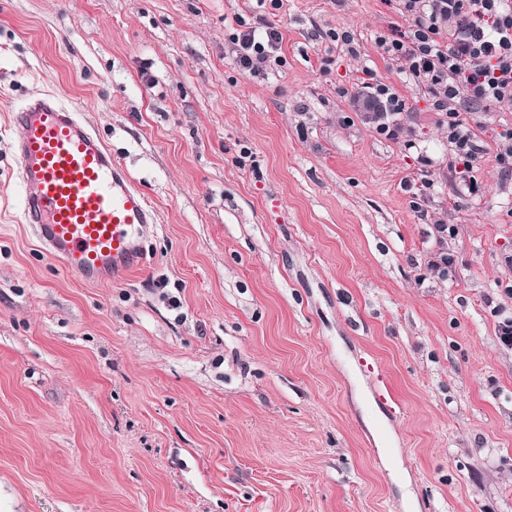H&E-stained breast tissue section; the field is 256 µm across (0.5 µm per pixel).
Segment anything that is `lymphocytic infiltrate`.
Returning a JSON list of instances; mask_svg holds the SVG:
<instances>
[{
	"instance_id": "obj_1",
	"label": "lymphocytic infiltrate",
	"mask_w": 512,
	"mask_h": 512,
	"mask_svg": "<svg viewBox=\"0 0 512 512\" xmlns=\"http://www.w3.org/2000/svg\"><path fill=\"white\" fill-rule=\"evenodd\" d=\"M400 24L376 39L390 61L403 65L424 90L431 111L448 128V168L458 189L474 190L484 153L478 112H512V0H393ZM283 34L259 19L230 37L229 51L243 70L282 62ZM364 107L376 131L398 138L392 117L406 108L396 90L379 82Z\"/></svg>"
}]
</instances>
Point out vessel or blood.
<instances>
[{
    "label": "vessel or blood",
    "mask_w": 512,
    "mask_h": 512,
    "mask_svg": "<svg viewBox=\"0 0 512 512\" xmlns=\"http://www.w3.org/2000/svg\"><path fill=\"white\" fill-rule=\"evenodd\" d=\"M13 122L22 217L46 254L91 284L141 267L157 212L80 111L41 91L27 95Z\"/></svg>",
    "instance_id": "b4317fda"
}]
</instances>
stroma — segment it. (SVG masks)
Returning <instances> with one entry per match:
<instances>
[{
	"label": "stroma",
	"instance_id": "obj_1",
	"mask_svg": "<svg viewBox=\"0 0 512 512\" xmlns=\"http://www.w3.org/2000/svg\"><path fill=\"white\" fill-rule=\"evenodd\" d=\"M282 2L0 0V512H512V116L481 113L460 197L446 126L376 47L399 16ZM260 15L285 63L253 76L224 44ZM372 81L407 140L366 123ZM37 89L157 210L122 282L64 270L21 218L10 116ZM498 150L496 159L503 173L509 175L512 172V126L502 127L496 141Z\"/></svg>",
	"mask_w": 512,
	"mask_h": 512
}]
</instances>
